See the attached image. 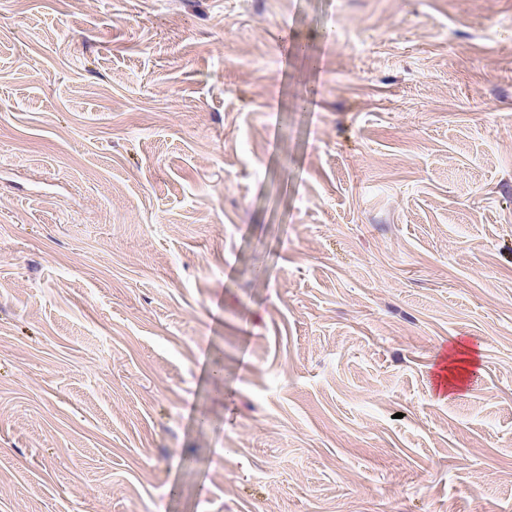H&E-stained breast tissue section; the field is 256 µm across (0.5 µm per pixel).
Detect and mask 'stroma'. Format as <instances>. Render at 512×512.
I'll return each mask as SVG.
<instances>
[{"instance_id": "stroma-1", "label": "stroma", "mask_w": 512, "mask_h": 512, "mask_svg": "<svg viewBox=\"0 0 512 512\" xmlns=\"http://www.w3.org/2000/svg\"><path fill=\"white\" fill-rule=\"evenodd\" d=\"M104 503L512 512V0H0V512ZM460 346V347H459ZM476 350L471 346L457 343L453 349L444 358L445 364L440 368L443 375H439V379L443 385V389L448 393L459 390L466 382L471 368L476 366L475 357ZM466 355V358H458V355Z\"/></svg>"}]
</instances>
